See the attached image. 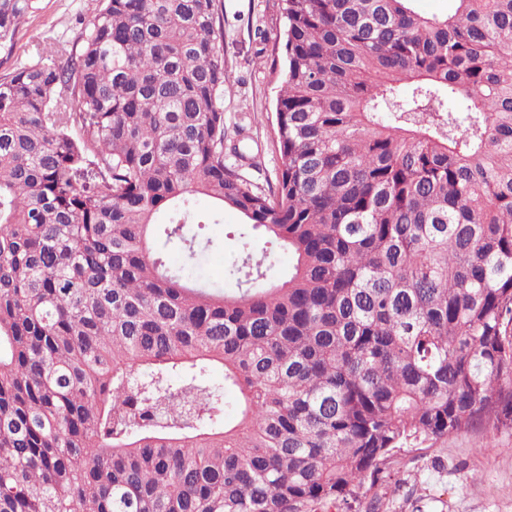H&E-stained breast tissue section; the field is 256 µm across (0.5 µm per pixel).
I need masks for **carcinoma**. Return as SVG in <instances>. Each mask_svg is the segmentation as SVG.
I'll return each mask as SVG.
<instances>
[{"instance_id": "carcinoma-1", "label": "carcinoma", "mask_w": 512, "mask_h": 512, "mask_svg": "<svg viewBox=\"0 0 512 512\" xmlns=\"http://www.w3.org/2000/svg\"><path fill=\"white\" fill-rule=\"evenodd\" d=\"M94 2L0 76V512L349 509L409 443L512 430V0H282L267 189L223 0ZM226 208L232 291L196 273Z\"/></svg>"}]
</instances>
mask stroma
<instances>
[{"label":"stroma","instance_id":"35a3bbf8","mask_svg":"<svg viewBox=\"0 0 512 512\" xmlns=\"http://www.w3.org/2000/svg\"><path fill=\"white\" fill-rule=\"evenodd\" d=\"M91 16V0H35L11 48L0 50V75L30 63L44 33L74 41ZM283 44L281 0H224L225 131L247 146L248 173L261 184L276 179L272 121ZM240 221L228 209L223 223L209 227L215 245L199 272L213 284H223L224 268L238 252L226 231ZM385 473L365 482L353 512H512V432L463 431L420 441L392 457Z\"/></svg>","mask_w":512,"mask_h":512}]
</instances>
